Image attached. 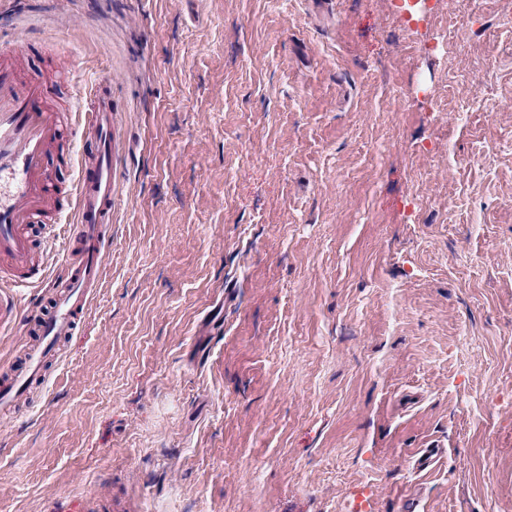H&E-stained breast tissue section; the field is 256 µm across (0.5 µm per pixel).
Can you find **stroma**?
<instances>
[{
  "label": "stroma",
  "instance_id": "obj_1",
  "mask_svg": "<svg viewBox=\"0 0 512 512\" xmlns=\"http://www.w3.org/2000/svg\"><path fill=\"white\" fill-rule=\"evenodd\" d=\"M430 5L0 0L116 136L0 512H512V0Z\"/></svg>",
  "mask_w": 512,
  "mask_h": 512
}]
</instances>
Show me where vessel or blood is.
Masks as SVG:
<instances>
[{
  "instance_id": "1",
  "label": "vessel or blood",
  "mask_w": 512,
  "mask_h": 512,
  "mask_svg": "<svg viewBox=\"0 0 512 512\" xmlns=\"http://www.w3.org/2000/svg\"><path fill=\"white\" fill-rule=\"evenodd\" d=\"M70 54H46L39 39L0 44V335L26 336L22 363L0 371V413H16L44 384L47 359L73 334L103 283L112 224V75L80 105ZM68 223L66 278L49 310L26 316L20 292L36 287L45 255L39 229Z\"/></svg>"
}]
</instances>
